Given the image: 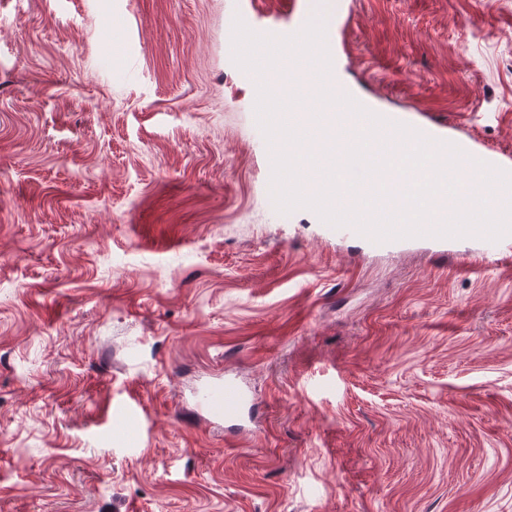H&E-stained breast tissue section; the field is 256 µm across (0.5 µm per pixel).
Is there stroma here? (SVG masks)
<instances>
[{
    "instance_id": "stroma-1",
    "label": "stroma",
    "mask_w": 512,
    "mask_h": 512,
    "mask_svg": "<svg viewBox=\"0 0 512 512\" xmlns=\"http://www.w3.org/2000/svg\"><path fill=\"white\" fill-rule=\"evenodd\" d=\"M238 18L512 156V0H0V512H512V258L280 213ZM224 396L234 399L239 404H244L249 400V395L233 382L226 380L224 384L215 382L207 386L199 398L197 402L198 412L212 419L220 418Z\"/></svg>"
}]
</instances>
